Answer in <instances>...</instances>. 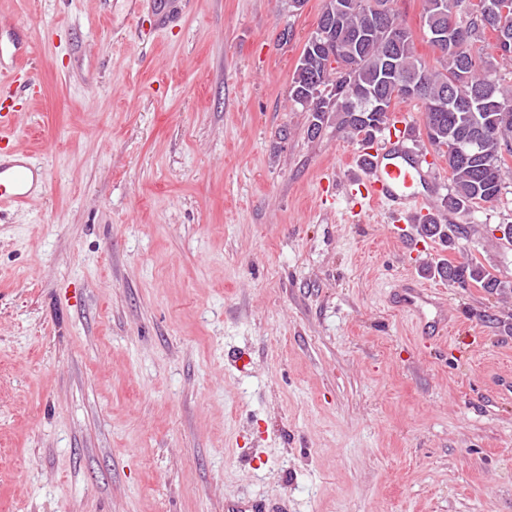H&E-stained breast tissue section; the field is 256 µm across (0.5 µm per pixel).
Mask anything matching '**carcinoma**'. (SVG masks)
<instances>
[{"instance_id": "1", "label": "carcinoma", "mask_w": 512, "mask_h": 512, "mask_svg": "<svg viewBox=\"0 0 512 512\" xmlns=\"http://www.w3.org/2000/svg\"><path fill=\"white\" fill-rule=\"evenodd\" d=\"M492 0H422V23L427 36L448 29L453 40L462 29L471 43L482 41L486 31L495 33L494 53L475 52L476 63L467 64L450 52L439 55L430 66L417 56L413 32L400 20L389 0H323L315 31L307 39L293 72L289 99L310 112L308 134L321 131L331 112L336 125L346 133L370 142L373 133L396 123L395 106L400 101L421 104L423 127L434 149L448 159L452 192L442 206L466 213L479 202H493L502 189V171L512 155V88L491 78L497 58L512 60V4L507 12H488ZM362 39L354 54L344 55L335 66L323 63L322 44L346 47L357 34ZM393 60L388 64L387 60ZM396 70L401 80L418 78V95L408 96L396 86H387L383 71ZM381 90L383 106L356 103L346 86ZM484 127L501 154L475 155L462 160L475 127ZM441 276L450 283L473 282L490 291L512 288V282L475 262L443 264Z\"/></svg>"}]
</instances>
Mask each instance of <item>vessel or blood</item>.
<instances>
[{
	"label": "vessel or blood",
	"mask_w": 512,
	"mask_h": 512,
	"mask_svg": "<svg viewBox=\"0 0 512 512\" xmlns=\"http://www.w3.org/2000/svg\"><path fill=\"white\" fill-rule=\"evenodd\" d=\"M30 34H19L16 26L0 28V82L16 83L15 61L30 56ZM12 124L0 113V210L21 206L43 194L47 179L43 167L31 155L10 147ZM361 169L359 187L364 203L383 208L398 224L411 216H431L430 200L436 188L435 162L429 153L415 148L407 127H391L383 144L363 151L357 160ZM398 310L413 315L426 341H433L448 328L444 300L415 281L396 300Z\"/></svg>",
	"instance_id": "vessel-or-blood-1"
}]
</instances>
